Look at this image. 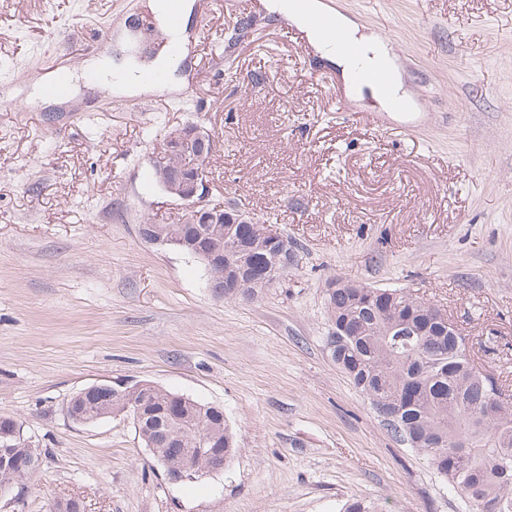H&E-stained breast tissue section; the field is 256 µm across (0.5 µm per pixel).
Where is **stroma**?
Wrapping results in <instances>:
<instances>
[{
	"instance_id": "1",
	"label": "stroma",
	"mask_w": 512,
	"mask_h": 512,
	"mask_svg": "<svg viewBox=\"0 0 512 512\" xmlns=\"http://www.w3.org/2000/svg\"><path fill=\"white\" fill-rule=\"evenodd\" d=\"M363 7L338 11L393 31L407 111L348 99L336 66L307 70L294 25L262 0L195 8L164 84L137 94L85 66L156 56L166 36L147 0H0V415L42 448L11 490L21 512L70 497L84 512H344L354 498L470 512L333 362L325 307L335 279L409 291L512 382V0ZM50 53L67 55L77 96L40 95ZM188 122L215 136L209 204L297 246L258 298L214 297L203 265L139 235L184 213L152 162ZM137 381L221 406L231 467L173 484L131 419L67 414L89 385Z\"/></svg>"
}]
</instances>
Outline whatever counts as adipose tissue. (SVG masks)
Listing matches in <instances>:
<instances>
[{"mask_svg": "<svg viewBox=\"0 0 512 512\" xmlns=\"http://www.w3.org/2000/svg\"><path fill=\"white\" fill-rule=\"evenodd\" d=\"M264 7L268 13L281 16L292 24L305 30L307 38L321 60L336 65L340 70L349 92L362 95L370 94L380 105H387L390 98L403 95L404 89L398 74L395 56L383 39L374 33H362L359 26L350 18L329 12L323 0H308L305 10H297L293 0H265ZM329 16L332 23L346 36L354 47V54L341 53L335 44L325 42L321 35L322 16ZM377 68L387 71L391 79L383 87H364L353 77L356 66Z\"/></svg>", "mask_w": 512, "mask_h": 512, "instance_id": "obj_1", "label": "adipose tissue"}]
</instances>
